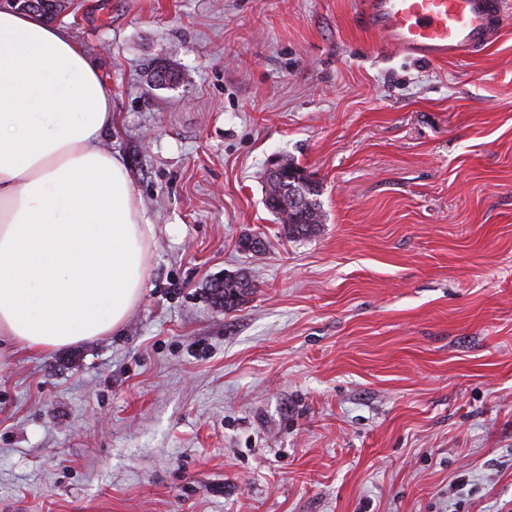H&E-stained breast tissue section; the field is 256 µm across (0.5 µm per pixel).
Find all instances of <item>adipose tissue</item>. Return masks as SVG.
<instances>
[{
    "label": "adipose tissue",
    "mask_w": 512,
    "mask_h": 512,
    "mask_svg": "<svg viewBox=\"0 0 512 512\" xmlns=\"http://www.w3.org/2000/svg\"><path fill=\"white\" fill-rule=\"evenodd\" d=\"M112 93L62 27L0 9V336L51 351L105 336L144 287L152 223L101 146Z\"/></svg>",
    "instance_id": "1"
}]
</instances>
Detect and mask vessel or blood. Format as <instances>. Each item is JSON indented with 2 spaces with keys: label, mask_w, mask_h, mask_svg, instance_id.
<instances>
[{
  "label": "vessel or blood",
  "mask_w": 512,
  "mask_h": 512,
  "mask_svg": "<svg viewBox=\"0 0 512 512\" xmlns=\"http://www.w3.org/2000/svg\"><path fill=\"white\" fill-rule=\"evenodd\" d=\"M510 16L512 0H359L356 19L386 48L436 61L485 50Z\"/></svg>",
  "instance_id": "vessel-or-blood-1"
}]
</instances>
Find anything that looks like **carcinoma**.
<instances>
[{
    "instance_id": "carcinoma-1",
    "label": "carcinoma",
    "mask_w": 512,
    "mask_h": 512,
    "mask_svg": "<svg viewBox=\"0 0 512 512\" xmlns=\"http://www.w3.org/2000/svg\"><path fill=\"white\" fill-rule=\"evenodd\" d=\"M283 164L288 168V179L267 181L265 206L275 222L283 226L286 235L310 236L322 223L318 186L312 182H296L300 167L293 160L287 159ZM251 288V283L244 278L227 277L214 284L212 294L215 300L231 308L244 302Z\"/></svg>"
}]
</instances>
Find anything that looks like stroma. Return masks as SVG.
<instances>
[{"instance_id":"obj_1","label":"stroma","mask_w":512,"mask_h":512,"mask_svg":"<svg viewBox=\"0 0 512 512\" xmlns=\"http://www.w3.org/2000/svg\"><path fill=\"white\" fill-rule=\"evenodd\" d=\"M71 2L153 234L117 332L0 338V512H512V20L429 62L356 0ZM275 155L314 236L264 205ZM283 164L288 168V179L267 180L265 206L275 222L282 224L288 237L310 236L322 223L318 186L312 182H296L301 169L293 160L285 159ZM252 285L244 278H224V282L214 284L212 294L216 301L224 303V307H234L245 301L250 294Z\"/></svg>"}]
</instances>
